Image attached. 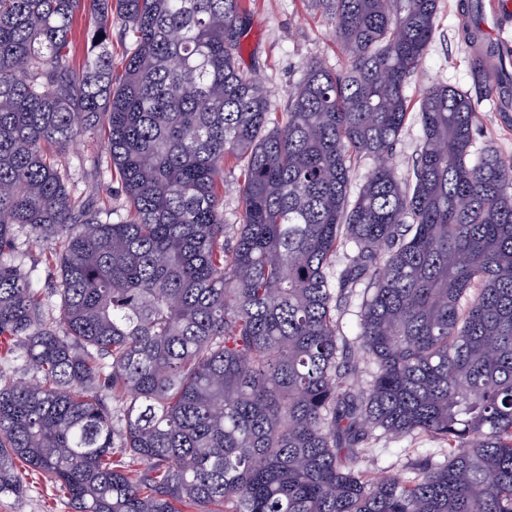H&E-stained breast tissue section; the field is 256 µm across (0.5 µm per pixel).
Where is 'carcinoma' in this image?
Returning <instances> with one entry per match:
<instances>
[{
	"label": "carcinoma",
	"instance_id": "cac0c4a2",
	"mask_svg": "<svg viewBox=\"0 0 512 512\" xmlns=\"http://www.w3.org/2000/svg\"><path fill=\"white\" fill-rule=\"evenodd\" d=\"M82 2L0 0V360L17 344L38 375L0 367V497L23 465L72 512H512V160L475 153L474 101L433 84L410 172L387 163L438 0H312L347 64L307 63L282 112L240 67L252 0H90L77 69ZM458 10L482 81L478 3ZM86 132L121 205L68 188L58 150ZM363 154L378 164L353 196ZM21 227L59 250L52 320L14 262ZM360 285L350 341L336 311ZM377 429L439 438L447 460L369 477ZM241 181L240 171L224 166V237L231 239L238 224L240 198L236 185Z\"/></svg>",
	"mask_w": 512,
	"mask_h": 512
}]
</instances>
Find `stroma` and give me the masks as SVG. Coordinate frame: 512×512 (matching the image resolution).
Listing matches in <instances>:
<instances>
[{"mask_svg": "<svg viewBox=\"0 0 512 512\" xmlns=\"http://www.w3.org/2000/svg\"><path fill=\"white\" fill-rule=\"evenodd\" d=\"M457 0H440L435 36L407 94L418 98L421 89L434 83L447 84L468 92L480 103L475 149L493 148L504 158L512 157V66L511 79L495 89L491 99L472 73V56L459 35ZM318 61L329 69H344L346 60L337 47L330 24L311 5L310 0H257L245 20V36L240 66L265 85L276 109H283L288 94L298 82L307 62ZM101 140L93 135L81 136L66 148L60 159L70 174L69 186L76 195L93 197L100 202L121 201L118 181L102 174L95 160L105 159ZM16 262L35 269L38 285L44 294L56 287L57 270L50 259L54 241L26 229L16 233ZM448 446L443 440L425 435L396 438L375 431L361 464L367 473L407 476L411 463L428 457L443 459ZM25 490L18 497H1L0 512H71L59 492L41 477L26 475Z\"/></svg>", "mask_w": 512, "mask_h": 512, "instance_id": "35a3bbf8", "label": "stroma"}]
</instances>
